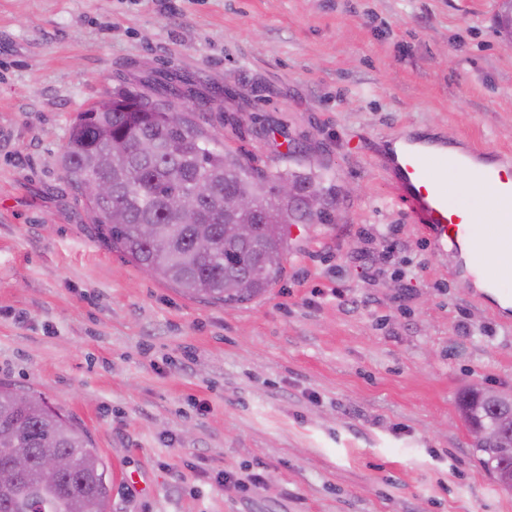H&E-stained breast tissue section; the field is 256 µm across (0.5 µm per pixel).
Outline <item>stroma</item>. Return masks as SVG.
I'll list each match as a JSON object with an SVG mask.
<instances>
[{"label": "stroma", "instance_id": "stroma-1", "mask_svg": "<svg viewBox=\"0 0 512 512\" xmlns=\"http://www.w3.org/2000/svg\"><path fill=\"white\" fill-rule=\"evenodd\" d=\"M501 4L0 0V381L87 430L112 512H512L458 409L473 384L512 396V318L380 162L415 129L512 151ZM121 86L263 170L326 172L332 222L289 225L262 296L186 297L99 236L60 157ZM445 182L489 227L463 174Z\"/></svg>", "mask_w": 512, "mask_h": 512}]
</instances>
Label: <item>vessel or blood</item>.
<instances>
[{
	"mask_svg": "<svg viewBox=\"0 0 512 512\" xmlns=\"http://www.w3.org/2000/svg\"><path fill=\"white\" fill-rule=\"evenodd\" d=\"M487 152L457 148L446 153L441 143L412 132L402 137L398 149L386 153L383 164L391 178L408 192L407 204L415 223L424 225L434 250H464L469 262L484 267L492 250L512 248V185L490 169ZM459 168L468 185L481 187L491 195V207L499 217L491 232L462 223L448 201V191L440 175L447 165Z\"/></svg>",
	"mask_w": 512,
	"mask_h": 512,
	"instance_id": "vessel-or-blood-1",
	"label": "vessel or blood"
}]
</instances>
